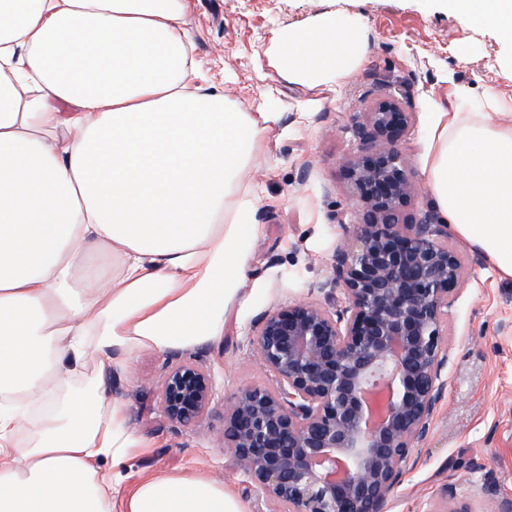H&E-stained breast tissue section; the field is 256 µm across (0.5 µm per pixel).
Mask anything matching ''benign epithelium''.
<instances>
[{
    "mask_svg": "<svg viewBox=\"0 0 512 512\" xmlns=\"http://www.w3.org/2000/svg\"><path fill=\"white\" fill-rule=\"evenodd\" d=\"M409 122L386 96L356 128L365 155L346 176L360 209L331 280L345 306L300 301L266 313L248 345L274 384L244 385L224 402V446L268 512H384L442 400L464 268L448 225L406 211L418 186L394 143ZM159 392L180 426L209 411L211 381L195 361H171Z\"/></svg>",
    "mask_w": 512,
    "mask_h": 512,
    "instance_id": "7a95c632",
    "label": "benign epithelium"
}]
</instances>
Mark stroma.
<instances>
[{"mask_svg": "<svg viewBox=\"0 0 512 512\" xmlns=\"http://www.w3.org/2000/svg\"><path fill=\"white\" fill-rule=\"evenodd\" d=\"M188 7L198 84L282 120L256 144L245 178L257 197L258 229L249 238L243 296L227 311L222 337L182 353L210 375L211 413L190 428L167 420L157 388L166 351L138 352L107 386L145 442L127 462L129 481L194 471L223 482L247 512H260V493L223 443L224 402L243 384L270 379L246 344L265 312L298 301L329 310L344 304L329 283L359 209L345 176L362 152L356 125L383 95L399 99L411 122L396 146L422 188L410 209L434 210L423 172L430 115L472 112L491 97L497 111L512 113V44L491 24L462 21L443 0H188ZM330 13L359 16L369 40L365 62L337 87L289 82L269 63L275 37L305 32ZM448 243L463 258L466 282L449 310L444 397L385 512H439L449 501L497 512L512 503V279L456 234Z\"/></svg>", "mask_w": 512, "mask_h": 512, "instance_id": "1", "label": "stroma"}]
</instances>
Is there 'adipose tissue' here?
Returning <instances> with one entry per match:
<instances>
[{
    "label": "adipose tissue",
    "instance_id": "ef3b65f1",
    "mask_svg": "<svg viewBox=\"0 0 512 512\" xmlns=\"http://www.w3.org/2000/svg\"><path fill=\"white\" fill-rule=\"evenodd\" d=\"M512 42V0H448ZM185 0H0V512H244L221 482L170 472L121 489L142 440L99 377L142 350L222 336L244 283L256 204L241 175L280 113L193 86ZM358 17L288 34L310 88L348 78ZM427 185L455 234L512 278V125L435 112ZM106 250L112 266L87 267ZM112 462V476L97 463Z\"/></svg>",
    "mask_w": 512,
    "mask_h": 512
}]
</instances>
